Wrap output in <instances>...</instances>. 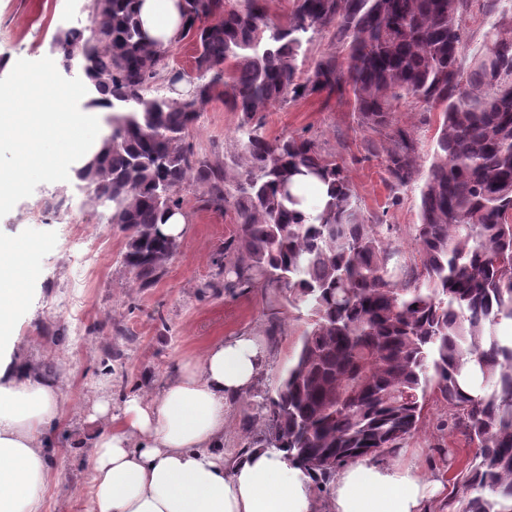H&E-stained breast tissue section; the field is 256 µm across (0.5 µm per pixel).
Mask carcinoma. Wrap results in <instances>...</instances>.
<instances>
[{
	"instance_id": "carcinoma-1",
	"label": "carcinoma",
	"mask_w": 512,
	"mask_h": 512,
	"mask_svg": "<svg viewBox=\"0 0 512 512\" xmlns=\"http://www.w3.org/2000/svg\"><path fill=\"white\" fill-rule=\"evenodd\" d=\"M473 0H295L272 22L266 0H181L194 67L169 65L146 41L137 0H92L88 25L60 32L64 70L82 51L87 108L110 131L76 172L90 199H109L126 233L123 263L153 287L179 242L159 237L180 190L236 215L240 248L226 288L259 281L307 308L295 363L259 403L258 447L283 451L319 491L337 470L398 452L429 393L448 404V434L473 456L445 512H512V0H483L497 22L465 52ZM330 49L306 64L316 36ZM189 86L185 97L161 93ZM348 97L357 126L383 144L393 192L420 175V143L394 122L403 103L439 110L440 133L420 196L414 262L393 246V225L365 219L344 165L303 135L269 139L259 114L275 104ZM224 96L240 113L242 155L211 159L188 141L199 105ZM297 175L328 185L313 217L295 209Z\"/></svg>"
}]
</instances>
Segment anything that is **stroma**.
Listing matches in <instances>:
<instances>
[{"label":"stroma","instance_id":"stroma-1","mask_svg":"<svg viewBox=\"0 0 512 512\" xmlns=\"http://www.w3.org/2000/svg\"><path fill=\"white\" fill-rule=\"evenodd\" d=\"M89 11L77 0H0V60L48 56L59 30L88 25ZM398 125L415 131L421 166H428L439 134L437 119H424L419 107L401 106ZM263 131L274 139L302 134L328 158L347 164L349 181L369 220L393 227V240L406 256L414 254L420 187L403 191L392 204L382 156L363 150L365 134L356 127L348 101L311 97L273 105L262 115ZM240 115L223 97L203 103L190 133L197 147L219 156H237ZM76 177L36 187L0 218V239L30 244V302L17 318L15 353L46 382L62 388L59 415L50 429V477L41 492L42 512H89L90 465L97 428L88 415L99 396L111 400L121 417L125 399L158 394L184 359L207 344L241 334L254 336L267 363L246 391L224 404V446L234 462L261 439L265 426L257 405L273 393L295 360L306 318L305 307L288 305L285 289L257 284L221 286L218 266L233 259L228 244L238 226L233 209L203 208L200 191L181 190L188 218L178 251L151 288L136 285L120 260L125 234L108 223V212L80 193ZM448 409L430 401L406 453L381 457L384 465L416 462L451 492L464 470L469 449L449 439Z\"/></svg>","mask_w":512,"mask_h":512}]
</instances>
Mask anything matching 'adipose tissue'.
I'll return each instance as SVG.
<instances>
[{
	"mask_svg": "<svg viewBox=\"0 0 512 512\" xmlns=\"http://www.w3.org/2000/svg\"><path fill=\"white\" fill-rule=\"evenodd\" d=\"M138 19L152 43L171 46L179 0H140ZM27 247L0 240V512H40L59 390L15 359L16 316L29 303ZM267 359L255 337L208 344L178 363L156 396L125 400L113 423L109 399L93 404L90 496L93 512H316L313 482L285 452L246 451L226 465L224 401L247 390ZM442 488L418 467L369 459L336 472L328 512H430Z\"/></svg>",
	"mask_w": 512,
	"mask_h": 512,
	"instance_id": "adipose-tissue-1",
	"label": "adipose tissue"
}]
</instances>
